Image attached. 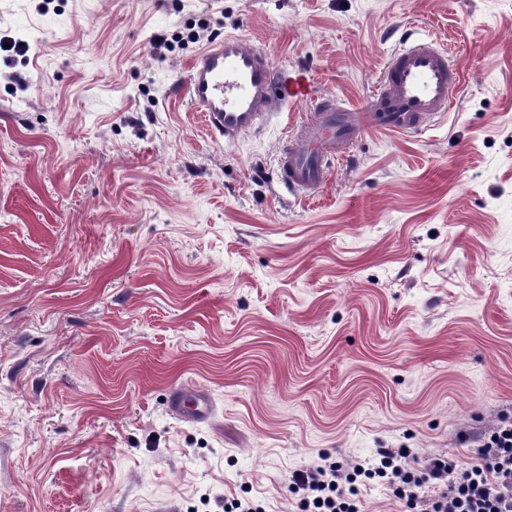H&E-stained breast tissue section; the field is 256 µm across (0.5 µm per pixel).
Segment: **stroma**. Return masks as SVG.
<instances>
[{"mask_svg":"<svg viewBox=\"0 0 512 512\" xmlns=\"http://www.w3.org/2000/svg\"><path fill=\"white\" fill-rule=\"evenodd\" d=\"M39 2L0 0V512H289L319 453L512 421V0ZM408 30L455 46L454 109L289 192L313 100L362 105ZM229 33L295 91L233 145L171 92ZM168 408L179 418L202 421L211 415L213 404L203 391L175 387L170 391Z\"/></svg>","mask_w":512,"mask_h":512,"instance_id":"35a3bbf8","label":"stroma"}]
</instances>
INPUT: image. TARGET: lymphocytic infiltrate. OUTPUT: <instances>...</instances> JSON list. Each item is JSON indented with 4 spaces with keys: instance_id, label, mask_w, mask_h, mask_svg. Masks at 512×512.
Instances as JSON below:
<instances>
[{
    "instance_id": "obj_1",
    "label": "lymphocytic infiltrate",
    "mask_w": 512,
    "mask_h": 512,
    "mask_svg": "<svg viewBox=\"0 0 512 512\" xmlns=\"http://www.w3.org/2000/svg\"><path fill=\"white\" fill-rule=\"evenodd\" d=\"M475 459L418 461L407 448H380L371 463L322 453L288 478L295 512H360L359 477L379 479L407 512H512V422L476 438Z\"/></svg>"
}]
</instances>
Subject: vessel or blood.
<instances>
[{
	"instance_id": "b4317fda",
	"label": "vessel or blood",
	"mask_w": 512,
	"mask_h": 512,
	"mask_svg": "<svg viewBox=\"0 0 512 512\" xmlns=\"http://www.w3.org/2000/svg\"><path fill=\"white\" fill-rule=\"evenodd\" d=\"M462 81L438 39L406 38L385 63L363 109L343 106L332 97L319 99L305 130L292 134L281 151L279 182L295 194H315L330 162L365 129L422 132L450 112ZM184 92L211 134L231 145L272 114L286 89L267 53L228 34L194 58ZM168 408L177 417L202 421L213 404L203 391L176 387Z\"/></svg>"
}]
</instances>
